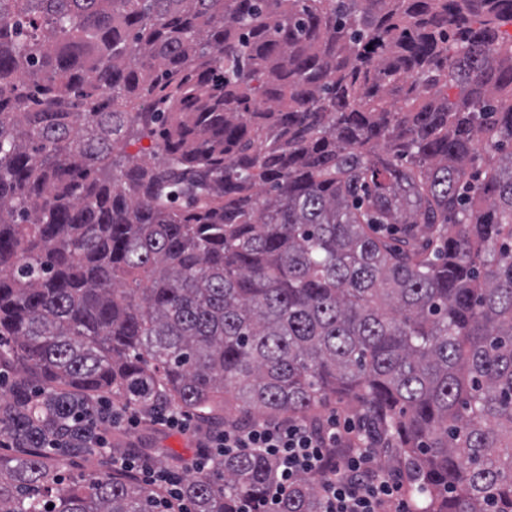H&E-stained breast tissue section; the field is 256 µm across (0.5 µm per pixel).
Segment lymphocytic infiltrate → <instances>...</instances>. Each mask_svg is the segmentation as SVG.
<instances>
[{"label": "lymphocytic infiltrate", "mask_w": 512, "mask_h": 512, "mask_svg": "<svg viewBox=\"0 0 512 512\" xmlns=\"http://www.w3.org/2000/svg\"><path fill=\"white\" fill-rule=\"evenodd\" d=\"M363 428L362 422L343 421L333 413L316 423L291 417L227 426L200 440L192 469L205 472L213 457L250 449L276 463L269 501L281 498L299 478L312 477L318 481L321 512H409L405 469L381 466L378 447L363 438ZM112 466L137 472L169 500L181 498L183 472L155 467L135 452L113 458Z\"/></svg>", "instance_id": "obj_1"}]
</instances>
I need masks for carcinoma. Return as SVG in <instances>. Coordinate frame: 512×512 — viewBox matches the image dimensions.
<instances>
[{
    "instance_id": "obj_1",
    "label": "carcinoma",
    "mask_w": 512,
    "mask_h": 512,
    "mask_svg": "<svg viewBox=\"0 0 512 512\" xmlns=\"http://www.w3.org/2000/svg\"><path fill=\"white\" fill-rule=\"evenodd\" d=\"M509 26L512 0H0V512H178L65 476L114 396L215 425L347 402L413 512H512ZM145 137L160 161L115 153ZM275 475L217 456L182 497L321 512Z\"/></svg>"
}]
</instances>
